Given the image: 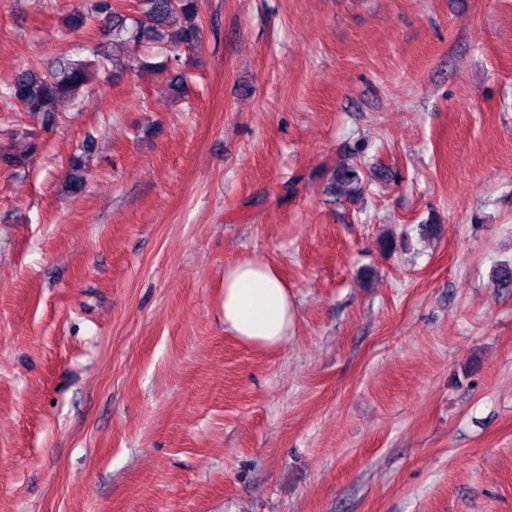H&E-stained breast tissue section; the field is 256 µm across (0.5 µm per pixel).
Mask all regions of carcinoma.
<instances>
[{
    "label": "carcinoma",
    "instance_id": "obj_1",
    "mask_svg": "<svg viewBox=\"0 0 512 512\" xmlns=\"http://www.w3.org/2000/svg\"><path fill=\"white\" fill-rule=\"evenodd\" d=\"M134 15L113 7L112 0H97L95 12L100 18L106 42L99 44L93 61L62 56L45 68L26 67L18 70L0 90V97L20 112L38 116L46 128L53 127L62 106L73 102L89 81L96 65L112 67L118 76L127 69L125 59L112 54L108 46L119 45L133 52L151 48L164 51L159 66L169 72L168 87L179 98L186 86L187 54L203 37L201 0H135ZM35 146L25 153H0V164L21 167L33 154ZM85 147L80 156L69 161L65 188L81 190L85 183ZM363 173L356 164H347L333 172L331 190L348 197L363 191Z\"/></svg>",
    "mask_w": 512,
    "mask_h": 512
}]
</instances>
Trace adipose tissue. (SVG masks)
<instances>
[{"label": "adipose tissue", "instance_id": "1", "mask_svg": "<svg viewBox=\"0 0 512 512\" xmlns=\"http://www.w3.org/2000/svg\"><path fill=\"white\" fill-rule=\"evenodd\" d=\"M296 311L287 284L271 265L244 259L224 270V329L256 349L283 345Z\"/></svg>", "mask_w": 512, "mask_h": 512}]
</instances>
